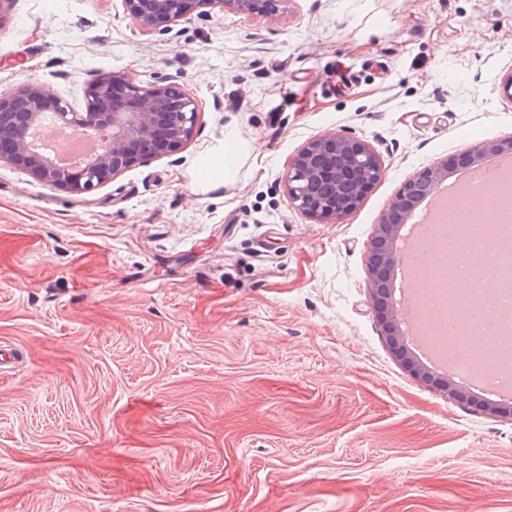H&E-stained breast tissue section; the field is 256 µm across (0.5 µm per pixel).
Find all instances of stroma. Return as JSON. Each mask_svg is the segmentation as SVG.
I'll list each match as a JSON object with an SVG mask.
<instances>
[{
	"mask_svg": "<svg viewBox=\"0 0 512 512\" xmlns=\"http://www.w3.org/2000/svg\"><path fill=\"white\" fill-rule=\"evenodd\" d=\"M123 71L193 95L176 154L85 196L0 162V512H512V417L407 371L369 298L406 181L512 136V0H270L144 31L125 0H14L0 93L84 111ZM341 132L385 171L295 209ZM384 167L368 143L342 133L316 138L288 163L291 204L317 223L334 224L354 211Z\"/></svg>",
	"mask_w": 512,
	"mask_h": 512,
	"instance_id": "35a3bbf8",
	"label": "stroma"
}]
</instances>
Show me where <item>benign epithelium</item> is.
<instances>
[{"label": "benign epithelium", "instance_id": "7a95c632", "mask_svg": "<svg viewBox=\"0 0 512 512\" xmlns=\"http://www.w3.org/2000/svg\"><path fill=\"white\" fill-rule=\"evenodd\" d=\"M128 10L144 30L167 27L189 18L208 5L259 13L265 0H126ZM88 106L73 112L59 98L28 85L0 94V139L9 140L8 152L0 154L33 179L73 195L87 194L146 157H166L190 139L198 118L196 99L186 92L164 86H143L122 71H112L92 80L86 90ZM99 138L97 153L85 163L62 167L33 153L27 142L29 129L41 118ZM512 154V137L485 142L460 153L473 166L496 156ZM384 167L368 143L342 133L316 138L288 163L285 186L291 204L314 221L334 224L354 211L363 197L381 179ZM448 177V160L417 173L391 201L375 225L368 252L371 276V307L386 342L401 364L416 377L429 382L433 372L408 348L407 327L388 288L411 229L395 224L392 216L406 212L415 216L421 197L438 189ZM449 396L464 404L467 390L449 375L439 379Z\"/></svg>", "mask_w": 512, "mask_h": 512}]
</instances>
